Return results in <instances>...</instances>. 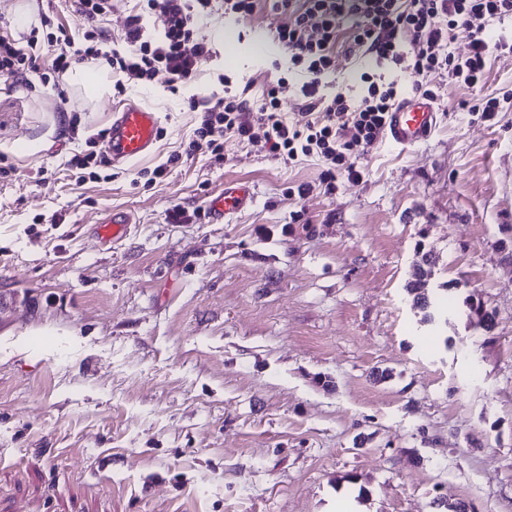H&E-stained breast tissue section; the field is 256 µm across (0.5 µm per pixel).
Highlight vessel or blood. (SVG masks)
<instances>
[{
    "mask_svg": "<svg viewBox=\"0 0 512 512\" xmlns=\"http://www.w3.org/2000/svg\"><path fill=\"white\" fill-rule=\"evenodd\" d=\"M440 121V112L432 100L407 95L402 97L386 119L385 135L401 147H414L430 139ZM160 117L139 105L125 106L112 115V126L105 142V153L112 163L134 161L147 154L158 139ZM253 202L251 188L245 183L225 184L224 190L213 198L208 213L213 223L243 210ZM131 217L116 212L98 228L101 239L117 241L126 236Z\"/></svg>",
    "mask_w": 512,
    "mask_h": 512,
    "instance_id": "obj_1",
    "label": "vessel or blood"
}]
</instances>
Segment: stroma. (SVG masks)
<instances>
[{
	"label": "stroma",
	"instance_id": "obj_1",
	"mask_svg": "<svg viewBox=\"0 0 512 512\" xmlns=\"http://www.w3.org/2000/svg\"><path fill=\"white\" fill-rule=\"evenodd\" d=\"M287 21L267 0L215 12L216 55L175 93L67 73L60 108L47 70L0 82V512H512V102L486 122L444 85L428 141L380 139L330 194L316 158L235 139L223 163L184 157L186 101L220 73L255 98L287 78L300 120L287 49L249 53ZM37 23L35 0H0V35L22 47ZM128 103L159 113L155 146L78 181L68 160ZM229 182L255 200L212 223ZM301 183L313 195H288ZM175 204L193 219L169 223ZM116 210L134 222L108 243L94 229ZM424 255L451 303L440 325L408 293Z\"/></svg>",
	"mask_w": 512,
	"mask_h": 512
}]
</instances>
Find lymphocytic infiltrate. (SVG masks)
Instances as JSON below:
<instances>
[{
  "label": "lymphocytic infiltrate",
  "instance_id": "1",
  "mask_svg": "<svg viewBox=\"0 0 512 512\" xmlns=\"http://www.w3.org/2000/svg\"><path fill=\"white\" fill-rule=\"evenodd\" d=\"M38 15L47 35L30 39L27 48L0 36V77L23 79L50 59L55 77L74 64L108 67L117 93L146 84L165 74L170 92L194 80L212 60L210 41L199 33V23L214 10V0H141L139 12L130 15L121 35L123 49L107 50L111 33L98 28L112 11V0H73L76 12L88 23L82 41L71 38L55 22L52 0H37ZM276 12L289 22L275 36L289 51L292 68L304 73L300 87L304 116L289 121L281 110L279 87H269L263 98L251 101L242 91L211 92L188 99V109L201 121L184 153H172L153 174L163 177L182 155L206 147L213 161L224 159V140L232 137L259 146L268 157L289 165L308 157L324 165L321 181L334 189L337 180L357 181L364 171L358 156L385 133L388 112L402 96L397 79L387 78L377 67L386 62L408 63L417 80L412 94L437 99L433 80H446L476 93L471 112L494 119L500 110L496 94L484 91L490 51L512 55V41L490 42L494 24L512 20V0H272ZM159 17L161 29L153 34L145 20ZM356 18L347 50L369 61L359 74V93L337 87L328 92L326 76L332 71V51L341 24ZM470 37L464 56L449 52L457 30Z\"/></svg>",
  "mask_w": 512,
  "mask_h": 512
}]
</instances>
